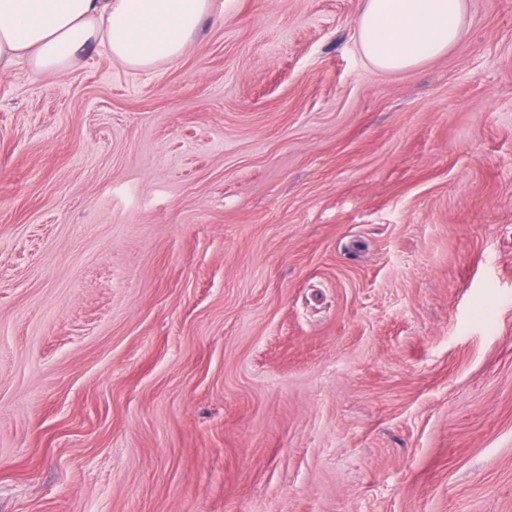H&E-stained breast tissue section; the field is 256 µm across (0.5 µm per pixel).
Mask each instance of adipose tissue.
Listing matches in <instances>:
<instances>
[{"mask_svg": "<svg viewBox=\"0 0 512 512\" xmlns=\"http://www.w3.org/2000/svg\"><path fill=\"white\" fill-rule=\"evenodd\" d=\"M210 0H0V73L70 66L90 46L144 69L180 58ZM467 0H362L358 41L378 69L404 71L443 55L463 33Z\"/></svg>", "mask_w": 512, "mask_h": 512, "instance_id": "adipose-tissue-1", "label": "adipose tissue"}]
</instances>
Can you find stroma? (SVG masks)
Here are the masks:
<instances>
[{
  "label": "stroma",
  "mask_w": 512,
  "mask_h": 512,
  "mask_svg": "<svg viewBox=\"0 0 512 512\" xmlns=\"http://www.w3.org/2000/svg\"><path fill=\"white\" fill-rule=\"evenodd\" d=\"M360 4L0 75V512H512V0ZM466 7V0H362V53L383 71L415 68L460 40Z\"/></svg>",
  "instance_id": "1"
}]
</instances>
